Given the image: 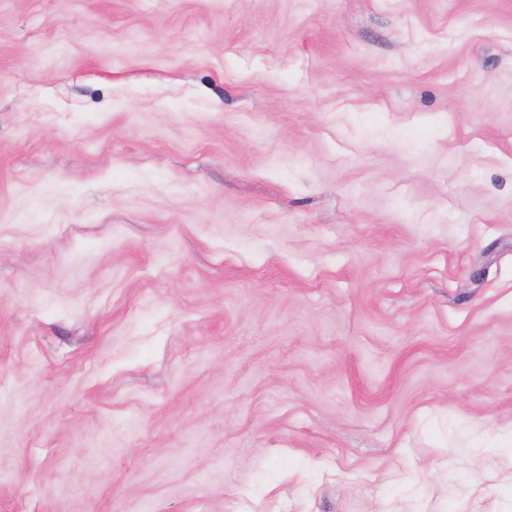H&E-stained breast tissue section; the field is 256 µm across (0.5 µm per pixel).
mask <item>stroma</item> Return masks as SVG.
<instances>
[{"instance_id": "stroma-1", "label": "stroma", "mask_w": 512, "mask_h": 512, "mask_svg": "<svg viewBox=\"0 0 512 512\" xmlns=\"http://www.w3.org/2000/svg\"><path fill=\"white\" fill-rule=\"evenodd\" d=\"M0 512H512V0H0Z\"/></svg>"}]
</instances>
